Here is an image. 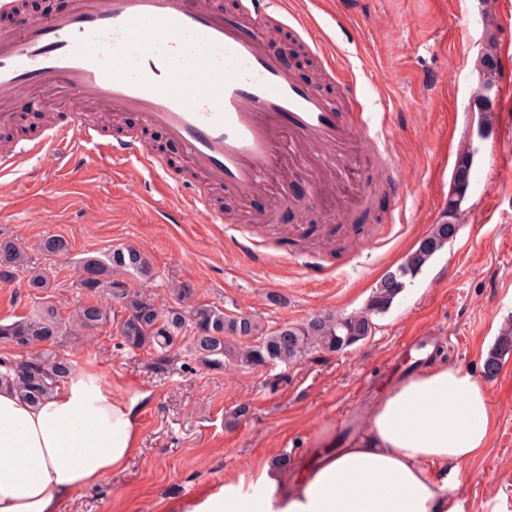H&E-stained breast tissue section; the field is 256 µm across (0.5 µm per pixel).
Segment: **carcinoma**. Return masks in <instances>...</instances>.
Listing matches in <instances>:
<instances>
[{
    "label": "carcinoma",
    "mask_w": 512,
    "mask_h": 512,
    "mask_svg": "<svg viewBox=\"0 0 512 512\" xmlns=\"http://www.w3.org/2000/svg\"><path fill=\"white\" fill-rule=\"evenodd\" d=\"M477 71L479 83L471 109L480 114L481 133L487 136L492 131L496 103L492 91L500 75V60L491 39L481 53ZM472 156L469 151L463 152L457 160L444 219L405 256L396 271L380 280L361 312L348 316L327 313L265 331L249 317L228 318L223 309L197 301L194 289L186 283L172 289L176 306L162 308L152 295L130 287L118 277L123 272L145 282L152 280L154 271L148 257L134 246L118 247L102 257L87 256L79 261L77 288L85 302L67 319H62L57 308L47 301L30 315L9 323L0 321V346L16 352L12 358L0 357V388L10 389L31 403L44 400L75 371L66 338L112 326L122 345L153 352L151 367L157 373L168 371L173 362L171 353L184 346L207 370H222L226 364L255 369L268 361L288 365L312 352H342L370 335L372 317L387 312L407 281L414 279L453 236L458 212L471 184ZM39 248L51 256L69 251L68 242L60 236L43 239ZM20 268L27 269V287L34 291L50 287L45 272L29 265L21 247L9 239H0V281L11 282ZM511 352L509 322L484 362V373L495 374L502 357Z\"/></svg>",
    "instance_id": "obj_1"
}]
</instances>
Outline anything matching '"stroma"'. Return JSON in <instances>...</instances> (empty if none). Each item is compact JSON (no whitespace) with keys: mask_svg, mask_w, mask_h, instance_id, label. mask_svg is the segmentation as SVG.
Segmentation results:
<instances>
[{"mask_svg":"<svg viewBox=\"0 0 512 512\" xmlns=\"http://www.w3.org/2000/svg\"><path fill=\"white\" fill-rule=\"evenodd\" d=\"M294 8L336 54L341 80L328 90L350 83L372 127H385L394 145L401 184L387 190L384 207L369 213L357 207L345 218L305 199L277 204L263 195L244 205L215 187L211 195L224 221L209 224L178 212L177 194L139 164L113 165L78 140L66 147L83 155L78 169L52 153L0 178V238L47 269L48 295L61 316L83 301L76 287L81 258L133 246L155 276L145 285L132 274L126 281L147 286L157 303L173 305L170 289L182 282L197 300L271 330L320 312L362 311L381 278L440 221L467 145L474 158L459 230L391 309L374 317L370 335L344 352L221 372L197 366L184 352L161 375L152 372L147 351H130L110 332L73 343L78 370L111 376L117 394H141L139 450L126 469L75 492L60 512H166V504L193 499L225 477L249 476L281 455L291 459L289 474H297L315 453L366 435L368 411L381 396L378 381L392 373L398 346L414 336L442 341L434 365L481 376L496 417L489 447L460 467L449 490L463 512H512V354L496 376L483 369L512 321V0H295ZM484 10L493 28L482 23ZM490 32L499 48V92L492 132L481 138L470 106ZM87 117L108 130L140 133L169 171L183 168L179 145L158 129H142L138 115L91 106ZM262 211L270 223L248 225ZM245 232L262 243L265 265L249 264L231 247L230 237ZM50 235L66 239L68 253H40ZM311 261L323 276H308ZM26 281L20 270L0 287V320L36 306ZM276 374L282 381L274 389L269 380Z\"/></svg>","mask_w":512,"mask_h":512,"instance_id":"stroma-1","label":"stroma"}]
</instances>
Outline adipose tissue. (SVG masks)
<instances>
[{"mask_svg":"<svg viewBox=\"0 0 512 512\" xmlns=\"http://www.w3.org/2000/svg\"><path fill=\"white\" fill-rule=\"evenodd\" d=\"M140 400L115 395L96 372H74L37 404L0 390V512H58L124 470L138 450ZM494 424L475 373L435 367L373 405L365 439L316 455L297 479L265 462L169 512H459L446 473L487 448Z\"/></svg>","mask_w":512,"mask_h":512,"instance_id":"adipose-tissue-1","label":"adipose tissue"}]
</instances>
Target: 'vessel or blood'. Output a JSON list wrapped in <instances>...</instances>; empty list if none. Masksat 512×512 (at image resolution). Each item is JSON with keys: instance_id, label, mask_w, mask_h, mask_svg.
<instances>
[{"instance_id": "obj_1", "label": "vessel or blood", "mask_w": 512, "mask_h": 512, "mask_svg": "<svg viewBox=\"0 0 512 512\" xmlns=\"http://www.w3.org/2000/svg\"><path fill=\"white\" fill-rule=\"evenodd\" d=\"M240 12L225 18L212 0H71L64 13L35 17L24 0H0V14L15 19L0 31V125L12 122L19 91L51 85L66 96L45 104L65 113L64 121L29 143L0 148V174L78 136L101 139L113 164L164 170L137 135L102 138L84 123V105L136 113L181 146L202 184L243 201L264 193L273 179L288 191L300 174L318 204L355 162L397 171L387 138L320 87L299 81L269 51L266 31L278 26L310 35V51L328 69L336 67L324 39L290 0H240ZM181 205L209 223L221 220L200 188Z\"/></svg>"}]
</instances>
